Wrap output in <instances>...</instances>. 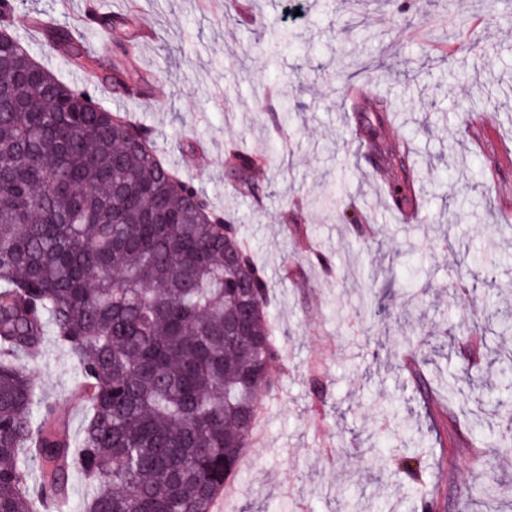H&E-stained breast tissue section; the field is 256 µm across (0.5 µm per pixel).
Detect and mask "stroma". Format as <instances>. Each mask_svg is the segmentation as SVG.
Segmentation results:
<instances>
[{
	"mask_svg": "<svg viewBox=\"0 0 512 512\" xmlns=\"http://www.w3.org/2000/svg\"><path fill=\"white\" fill-rule=\"evenodd\" d=\"M231 0H24L15 27L38 62L70 84L82 78L42 35L28 30L26 14L67 24L92 50L121 41V28H103L89 13L133 12L144 32L138 75L150 95L121 99L111 88L101 102L127 109L155 132L153 148L192 178L211 202L240 224L273 288L270 321L280 351L274 388L260 393L262 430L226 491L224 512H333L338 496L361 492L382 512H420V490L385 468L387 445L376 433L379 405L396 398L399 417L415 391L402 367L395 318L406 290L429 286L425 304L407 319L423 336H445L434 359L438 372L469 365L468 331L484 351L512 345L495 314L512 309V19L500 0H249L253 16L288 26L300 47L275 57L263 53L252 26L225 24ZM299 8L297 18L286 7ZM399 27V51L376 46ZM370 63L373 77L359 74ZM276 86L275 102H289L294 135L288 161L256 168L261 200L237 194L224 154L234 147L262 154L273 145L270 105L253 88ZM393 103L385 126L391 143L407 142L411 175L420 195L419 222L392 209L367 135L357 124L346 89ZM335 189L356 204L374 240L401 245L402 256L378 254L337 212L305 208L301 223L284 220L286 203ZM360 262L375 277L377 307L354 318ZM40 394L56 402L80 430L85 406L76 392L77 363L54 340L29 360ZM324 402H315L312 376ZM450 443L444 465L422 448L432 468L439 512H512V453L494 438L474 439L462 417H442ZM391 477L390 489L381 478ZM501 484L481 507L489 478Z\"/></svg>",
	"mask_w": 512,
	"mask_h": 512,
	"instance_id": "35a3bbf8",
	"label": "stroma"
}]
</instances>
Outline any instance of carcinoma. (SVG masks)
Segmentation results:
<instances>
[{
	"label": "carcinoma",
	"mask_w": 512,
	"mask_h": 512,
	"mask_svg": "<svg viewBox=\"0 0 512 512\" xmlns=\"http://www.w3.org/2000/svg\"><path fill=\"white\" fill-rule=\"evenodd\" d=\"M128 28L112 70L66 25L40 17L68 65L141 95L128 83L141 31L128 15L98 16ZM278 55L298 35L259 25ZM0 39V512H58L68 474L86 483L80 512H211L236 476L273 385L279 351L269 321L271 285L238 225L212 207L189 177L152 148L151 128L110 109L38 63L15 32ZM368 151L396 177L399 211L418 208L405 149L387 142L389 108L356 104ZM267 155L226 160L234 190L256 197L255 168ZM52 335L79 361L91 413L70 435L56 406L39 399L27 360ZM406 473L423 444L402 422L382 430ZM336 512H367L363 498Z\"/></svg>",
	"instance_id": "obj_1"
}]
</instances>
